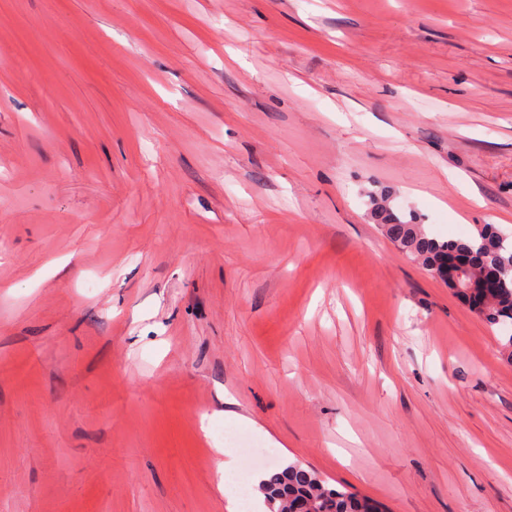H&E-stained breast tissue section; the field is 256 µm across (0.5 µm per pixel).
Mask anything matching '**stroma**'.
<instances>
[{
    "label": "stroma",
    "mask_w": 512,
    "mask_h": 512,
    "mask_svg": "<svg viewBox=\"0 0 512 512\" xmlns=\"http://www.w3.org/2000/svg\"><path fill=\"white\" fill-rule=\"evenodd\" d=\"M377 198L512 234V0H0V512H229L251 440L512 512L500 331Z\"/></svg>",
    "instance_id": "1"
}]
</instances>
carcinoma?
Wrapping results in <instances>:
<instances>
[{
    "instance_id": "1",
    "label": "carcinoma",
    "mask_w": 512,
    "mask_h": 512,
    "mask_svg": "<svg viewBox=\"0 0 512 512\" xmlns=\"http://www.w3.org/2000/svg\"><path fill=\"white\" fill-rule=\"evenodd\" d=\"M386 236L405 253L419 260L433 274L448 252L468 255L470 278L479 279L483 271L494 269L499 284L486 307L475 310L491 327L503 331L499 339L502 354L512 360V236L486 225L467 240H438L428 236L422 225L396 218L382 224ZM270 512H293L307 501L313 512H381L374 500L345 488L330 487L318 473L298 463L266 475L261 484Z\"/></svg>"
}]
</instances>
